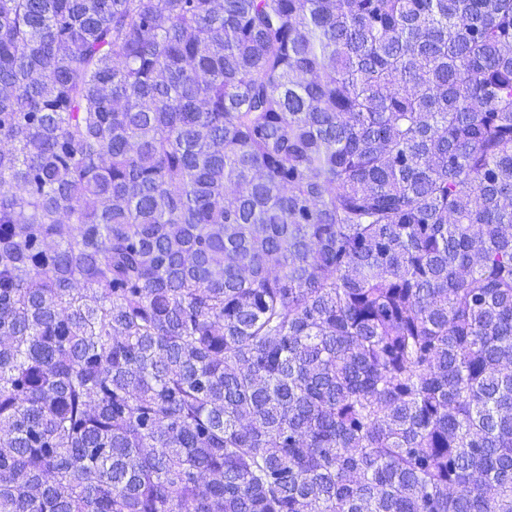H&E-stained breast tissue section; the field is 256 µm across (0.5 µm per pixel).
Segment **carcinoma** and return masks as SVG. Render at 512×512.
Instances as JSON below:
<instances>
[{"mask_svg":"<svg viewBox=\"0 0 512 512\" xmlns=\"http://www.w3.org/2000/svg\"><path fill=\"white\" fill-rule=\"evenodd\" d=\"M0 512H512V0H0Z\"/></svg>","mask_w":512,"mask_h":512,"instance_id":"cac0c4a2","label":"carcinoma"}]
</instances>
